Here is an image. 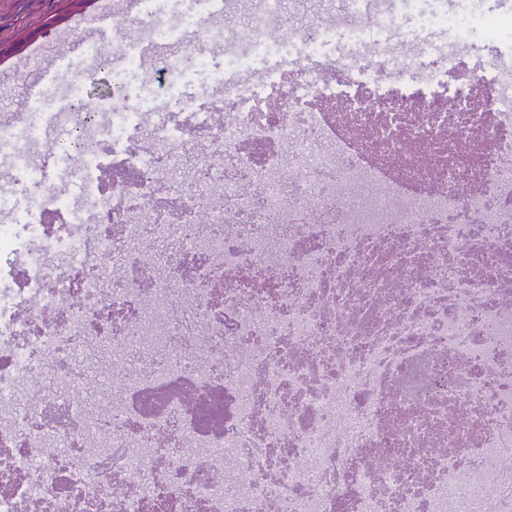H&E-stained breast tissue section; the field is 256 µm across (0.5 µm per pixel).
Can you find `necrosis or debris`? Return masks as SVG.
I'll list each match as a JSON object with an SVG mask.
<instances>
[{
    "instance_id": "1",
    "label": "necrosis or debris",
    "mask_w": 512,
    "mask_h": 512,
    "mask_svg": "<svg viewBox=\"0 0 512 512\" xmlns=\"http://www.w3.org/2000/svg\"><path fill=\"white\" fill-rule=\"evenodd\" d=\"M200 2L128 0L149 40L205 45L120 57L110 112L58 114L75 194L0 195L50 216L0 224V512H154L160 493L171 512H512V16L404 0L412 29L388 0H337L297 31L286 0H255L206 28ZM444 33L486 66L460 69ZM296 43L285 81L250 74ZM191 71L223 112L177 95ZM43 114L1 117L0 155ZM186 166L201 194L160 195ZM84 346L120 388L92 416L41 383L75 382Z\"/></svg>"
}]
</instances>
